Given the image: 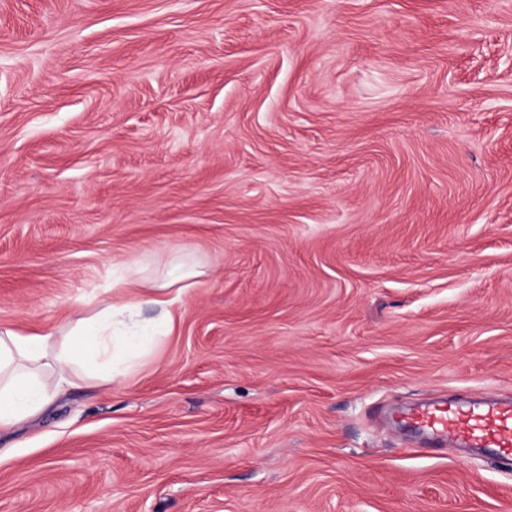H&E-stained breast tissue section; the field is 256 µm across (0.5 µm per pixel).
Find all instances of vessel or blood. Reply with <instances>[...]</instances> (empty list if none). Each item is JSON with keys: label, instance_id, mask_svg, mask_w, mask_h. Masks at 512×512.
Wrapping results in <instances>:
<instances>
[{"label": "vessel or blood", "instance_id": "vessel-or-blood-1", "mask_svg": "<svg viewBox=\"0 0 512 512\" xmlns=\"http://www.w3.org/2000/svg\"><path fill=\"white\" fill-rule=\"evenodd\" d=\"M407 422L456 447L488 448L502 463L512 462V400L446 401L409 415Z\"/></svg>", "mask_w": 512, "mask_h": 512}]
</instances>
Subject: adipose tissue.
Wrapping results in <instances>:
<instances>
[{
	"label": "adipose tissue",
	"instance_id": "ef3b65f1",
	"mask_svg": "<svg viewBox=\"0 0 512 512\" xmlns=\"http://www.w3.org/2000/svg\"><path fill=\"white\" fill-rule=\"evenodd\" d=\"M111 295L94 314L76 311L65 337L51 331L0 329V427L37 415L52 393L75 385L77 377L96 384L122 381L148 351L140 316L144 305L172 328L174 305L191 289L193 270L175 264L156 281L143 274L139 259L121 263Z\"/></svg>",
	"mask_w": 512,
	"mask_h": 512
}]
</instances>
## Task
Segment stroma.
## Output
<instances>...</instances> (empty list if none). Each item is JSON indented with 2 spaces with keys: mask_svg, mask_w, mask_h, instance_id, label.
Masks as SVG:
<instances>
[{
  "mask_svg": "<svg viewBox=\"0 0 512 512\" xmlns=\"http://www.w3.org/2000/svg\"><path fill=\"white\" fill-rule=\"evenodd\" d=\"M198 272L0 430V512H512L387 419L512 398V0H0V328Z\"/></svg>",
  "mask_w": 512,
  "mask_h": 512,
  "instance_id": "stroma-1",
  "label": "stroma"
}]
</instances>
